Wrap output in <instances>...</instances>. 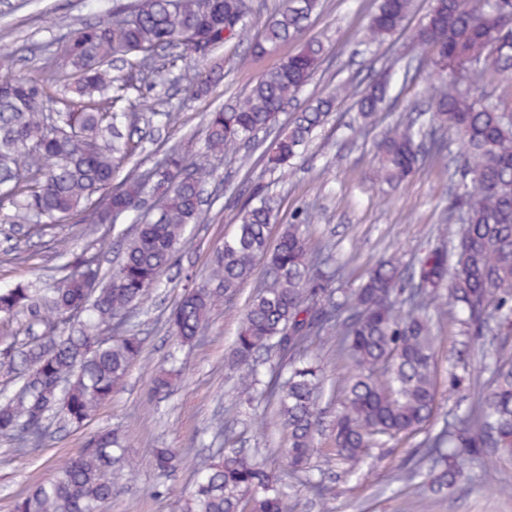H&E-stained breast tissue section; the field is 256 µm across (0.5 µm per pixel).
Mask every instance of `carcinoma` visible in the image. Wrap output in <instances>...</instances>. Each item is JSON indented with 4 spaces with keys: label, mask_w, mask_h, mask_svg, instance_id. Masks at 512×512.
Returning a JSON list of instances; mask_svg holds the SVG:
<instances>
[{
    "label": "carcinoma",
    "mask_w": 512,
    "mask_h": 512,
    "mask_svg": "<svg viewBox=\"0 0 512 512\" xmlns=\"http://www.w3.org/2000/svg\"><path fill=\"white\" fill-rule=\"evenodd\" d=\"M412 2L377 0L369 23L372 40L399 32ZM500 2L434 0L419 29L421 37L437 32L428 117L398 120L376 147L374 181L397 186L419 169L425 145L437 153L445 148L438 133L461 136L463 152L451 157L458 179L448 195V211L462 220L452 252L427 247L404 268L378 260L358 287L338 295L330 284L345 278V268L336 264L330 245L309 250V217L284 226L272 247L276 204L258 195L240 209L236 232L224 238L207 275H185L168 319L177 345L199 342L220 299L232 296L256 263L265 264L267 284L249 301L227 361L240 369L239 397L262 398L272 406L288 435L283 452L293 471L308 465L320 426L319 366L306 352L335 330L342 336L339 353L354 366L343 382L345 405L331 428L332 455L348 471L359 469L377 440L405 441L423 431L419 463L438 471L441 488L451 490L464 479L457 461L475 459L486 448L512 457V345L506 343L497 346L495 380L480 391L477 413L448 421L435 433L426 430L437 403L432 315L447 314L437 303L438 290H448L450 306L471 335H483L493 317L500 330L512 332V118L500 102L470 94L490 68L512 75V48L480 67L470 65L472 55L497 41L489 17ZM319 6L318 0H287L264 24L252 54H270L301 39ZM244 7L243 0H133L112 19L86 23L57 43L55 55L68 74L48 68L40 78H13L16 56L0 51V207H10L11 225L44 230L74 217L109 224L114 211L141 213L150 183L162 198L152 219L137 220L133 237L116 239L122 259L107 275H100L97 255L73 256L61 238L58 252L72 259L51 296L39 297L21 283L0 288L1 319L46 308L67 324L58 334L0 351L19 380L18 390L0 391V439L15 445L18 456L43 446L50 418L79 429L124 383L143 349V339L129 333L125 322L188 244L200 220L202 188L213 178L205 165L172 150L150 168L132 167L115 180L133 152L120 129L134 127L137 117L114 110L129 80L112 73V61L123 59L144 76L160 51L174 59L186 53L203 58L243 29ZM322 56V44L308 40L262 74L236 104L208 113L205 151L221 153L273 125ZM445 64L464 70V80L448 77ZM395 80L390 72L361 91L336 85L295 113L266 147L267 163L279 168L298 158L341 95L355 97L359 116L371 121L390 100ZM105 332L115 338L97 342ZM177 378L174 369L159 370L152 396H170ZM119 451L112 430L91 434L56 478L16 498L12 512H102L112 499L108 472L121 461ZM151 455L166 478L181 463L175 448H153ZM280 482V475L253 457L226 448L198 469L182 512H288Z\"/></svg>",
    "instance_id": "1"
}]
</instances>
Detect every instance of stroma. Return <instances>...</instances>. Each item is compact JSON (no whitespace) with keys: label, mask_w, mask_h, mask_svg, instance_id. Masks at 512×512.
<instances>
[{"label":"stroma","mask_w":512,"mask_h":512,"mask_svg":"<svg viewBox=\"0 0 512 512\" xmlns=\"http://www.w3.org/2000/svg\"><path fill=\"white\" fill-rule=\"evenodd\" d=\"M119 2L0 0V49L18 53L13 77L39 76L44 67L54 63L53 45L70 26L108 18ZM245 3V28L209 61L195 56L161 59L165 83L153 86L138 80L127 94L128 101L134 103L163 99L168 108L181 114L175 125L159 115L137 124L133 135L139 143L137 159L149 164L157 151L178 148L189 160L213 170L215 180L206 194L214 202L204 205L191 243L177 252L174 265L161 272L159 288L151 290L133 313L145 348L123 386L82 428L51 426L42 448L27 457H16L9 443L0 440V512H11L13 498L34 484L55 478L81 450L86 436L104 426L123 437L125 456L133 464L132 469L112 473L114 494L104 512H180L196 470L210 453L208 427L218 416L223 417L224 434L234 447L259 455L267 469L282 474L291 512H512V458L483 453L480 462L471 467L468 480L451 492L431 490L424 476L407 486L394 483L395 469L412 452L407 443L387 441L369 448L361 468L353 474L346 473L343 464L327 462L331 447L327 427L344 405L340 382L351 371L348 361L337 352L334 334L311 349L325 377L319 411L326 430L315 441L308 470L294 476L285 474L280 450L287 444L286 435L270 410L238 401L237 372L224 363L246 305L265 283L260 266L232 297L215 307L202 342L181 350L182 376L171 398L157 406L150 404L151 377L172 347L164 322L182 294L177 273L189 269L207 274L214 251L234 232L237 212L254 186L263 187L280 203L271 239H278L281 225L312 213L307 226L309 248L334 244L337 262L346 265L351 274L348 285L352 288L358 285L370 259L392 255L405 264L422 248L453 244L457 218L446 208L452 189L446 160H427L408 183L395 190L372 179L376 141L400 117L426 106L424 89L434 72L424 64L425 51L413 34L431 0H416L404 29L381 43L368 42L366 37L374 0H322L304 37L321 41L325 52L318 72L302 89L294 108L339 83L365 86L400 56L420 60L423 66L393 106L378 113L371 125H363L354 99L337 100L328 123L315 133L294 168L284 172L266 167L260 148L251 143L231 144L220 154L203 149L205 113L235 104L258 76L300 47L299 42L290 41L277 53L253 56L252 42L283 0ZM213 63L222 66L223 80L208 95L194 96L193 85ZM118 228L132 231V218H120L114 226L71 219L41 236L0 229V286L23 282L45 293L55 288L65 263L52 243L56 236L69 238L74 252H97L102 269H110L117 259L112 243ZM436 334L439 394L432 426L437 429L453 415L476 405L478 397L469 381L475 377L489 381L494 358L492 336L466 335L455 318L442 320ZM154 448L184 450L186 460L174 477L157 476L150 456ZM320 479L331 482L336 490L335 500L327 506L309 489L311 482Z\"/></svg>","instance_id":"stroma-1"}]
</instances>
